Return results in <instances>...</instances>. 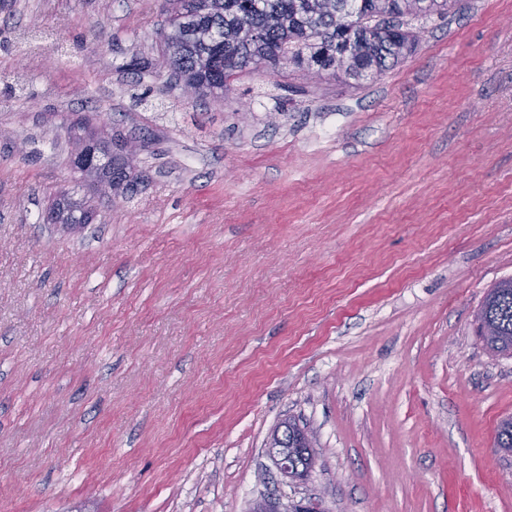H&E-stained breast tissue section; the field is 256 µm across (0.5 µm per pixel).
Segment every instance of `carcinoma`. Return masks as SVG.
Listing matches in <instances>:
<instances>
[{"instance_id":"obj_1","label":"carcinoma","mask_w":512,"mask_h":512,"mask_svg":"<svg viewBox=\"0 0 512 512\" xmlns=\"http://www.w3.org/2000/svg\"><path fill=\"white\" fill-rule=\"evenodd\" d=\"M161 30L170 67L196 93L214 91L249 66L318 64L328 74L352 77L347 57L363 70L380 72L412 49L417 34L411 21L444 16L455 0H166ZM96 164L84 176L98 185L125 168V156L98 143ZM73 224H85L88 206L68 202L59 208ZM477 320L495 334L486 346L512 356V279L495 283L487 292ZM496 447L512 453V417L500 421Z\"/></svg>"}]
</instances>
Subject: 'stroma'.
Returning a JSON list of instances; mask_svg holds the SVG:
<instances>
[{
  "mask_svg": "<svg viewBox=\"0 0 512 512\" xmlns=\"http://www.w3.org/2000/svg\"><path fill=\"white\" fill-rule=\"evenodd\" d=\"M164 0H0V512H512V0H460L360 80L187 99ZM132 145L90 187L70 127ZM295 418L309 476L268 454ZM495 330L482 336L486 346L500 355L512 356V279L495 283L487 292L477 315Z\"/></svg>",
  "mask_w": 512,
  "mask_h": 512,
  "instance_id": "stroma-1",
  "label": "stroma"
}]
</instances>
